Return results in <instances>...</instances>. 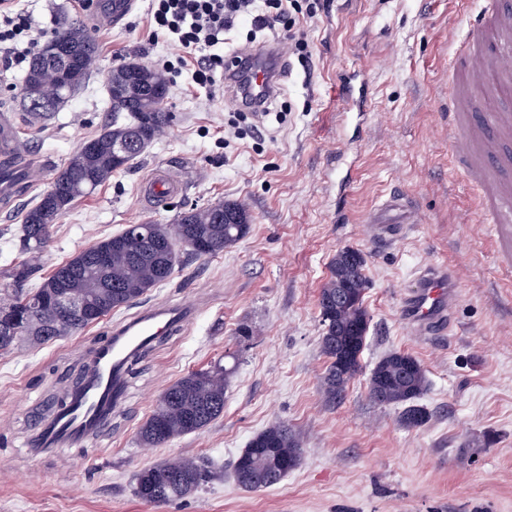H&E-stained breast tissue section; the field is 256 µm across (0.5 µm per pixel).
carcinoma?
<instances>
[{
    "label": "carcinoma",
    "instance_id": "obj_1",
    "mask_svg": "<svg viewBox=\"0 0 512 512\" xmlns=\"http://www.w3.org/2000/svg\"><path fill=\"white\" fill-rule=\"evenodd\" d=\"M56 38L72 49L79 78L58 92L57 110L87 82L97 57L91 36L78 26L58 32ZM44 45L33 58L24 83L45 84L57 62L48 57ZM145 91L133 96L112 94V123L92 138L94 152L78 149L61 171L66 186L61 203L53 204L42 193L26 209L21 224L20 251L29 255L9 269L0 271V354L27 343L43 346L77 334L92 322L74 314L63 323L55 315L59 304L91 303L99 318L138 300L148 290L166 283L178 262V248L197 257H212L230 248L250 231V214L241 204L219 201L203 209L180 213L174 224L146 223L144 236L120 232L89 246L58 265L34 287H29L38 267L35 261L47 241L48 221L62 214L77 199L109 181L140 157L169 123L164 111L168 80L164 73L143 69ZM134 143L133 151L121 158L112 151L118 141ZM112 255V263L98 265L99 254ZM366 258L362 251L343 248L330 264L327 280L319 294L324 326L321 349L329 359L323 377V394L334 400L361 369L360 356L369 329L364 307L368 286ZM236 364L216 363L192 370L169 385L151 414L139 428L137 438L145 448H159L169 440L200 431L224 413V390ZM426 371L420 361L404 351H392L372 368L369 397L382 406L402 405V425L413 428L426 422L427 413L412 401L427 389ZM300 461V446L285 424H274L255 435L233 465L236 482L243 488L260 490L281 482ZM213 476L203 460L179 459L154 463L139 470L133 492L140 500L163 504L196 492Z\"/></svg>",
    "mask_w": 512,
    "mask_h": 512
}]
</instances>
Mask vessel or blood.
<instances>
[{
	"mask_svg": "<svg viewBox=\"0 0 512 512\" xmlns=\"http://www.w3.org/2000/svg\"><path fill=\"white\" fill-rule=\"evenodd\" d=\"M471 33L457 51L461 75L448 80V130L455 160L479 191L478 206L491 216L502 264L512 265V98L494 112H479L470 95L477 88L495 93L512 86V10L488 7L470 20ZM279 50L257 47L243 53L241 63L226 68L224 82L243 79L254 92H275L277 71L272 63ZM421 221L412 200L400 190L390 191L371 215L375 239L390 242L411 224ZM452 269L429 266L422 270L415 292L404 307L407 321L423 336L443 335L448 312L457 295ZM194 310L188 306L157 303L144 308L133 320L114 326L91 354L72 401L58 404L33 426V436L48 437L58 448H79L112 422L125 388L130 360L141 346L152 345L158 336L182 328Z\"/></svg>",
	"mask_w": 512,
	"mask_h": 512,
	"instance_id": "1",
	"label": "vessel or blood"
}]
</instances>
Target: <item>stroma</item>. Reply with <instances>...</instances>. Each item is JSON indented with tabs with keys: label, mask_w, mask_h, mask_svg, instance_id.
<instances>
[{
	"label": "stroma",
	"mask_w": 512,
	"mask_h": 512,
	"mask_svg": "<svg viewBox=\"0 0 512 512\" xmlns=\"http://www.w3.org/2000/svg\"><path fill=\"white\" fill-rule=\"evenodd\" d=\"M112 0H16L52 39L76 23L96 41L93 72L61 109L41 118L24 106L22 69H0V113L13 115L18 171L0 195V267L22 261L23 208L46 191L80 144L111 121L105 83L113 68H156L178 50L153 39L151 0L110 21ZM484 0H334L306 25L310 71H282L284 121L262 118L257 138H225L233 114L223 82L196 88L190 73L168 77L171 122L135 160L52 225L41 257L50 273L79 249L126 225L173 223L179 212L240 202L251 229L209 258L180 255L167 283L82 333L43 347L0 354V512H512V271L500 268L463 171L448 158L452 53ZM364 89L365 128L341 129L340 80ZM355 160L345 201H337L333 158ZM156 172L182 184L154 207L140 199ZM418 206L420 223L378 244L366 218L391 188ZM367 260L370 315L361 372L336 402L322 377L319 291L336 251ZM454 265L460 286L449 335H417L401 313L428 265ZM192 304L183 329L162 336L134 364L111 426L83 448L33 455L31 422L82 371L85 354L114 325L148 304ZM401 350L417 357L429 385L418 403L426 424H400L398 406L368 394L374 365ZM235 356L224 414L207 428L144 448L137 431L164 389L187 371ZM288 425L302 445L299 465L279 484L247 491L235 460L266 427ZM208 460L213 478L163 505L139 500L134 474L167 459Z\"/></svg>",
	"instance_id": "obj_1"
}]
</instances>
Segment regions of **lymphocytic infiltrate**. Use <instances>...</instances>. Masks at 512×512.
<instances>
[{"instance_id":"f902f5d3","label":"lymphocytic infiltrate","mask_w":512,"mask_h":512,"mask_svg":"<svg viewBox=\"0 0 512 512\" xmlns=\"http://www.w3.org/2000/svg\"><path fill=\"white\" fill-rule=\"evenodd\" d=\"M154 36L173 43L176 61H161L162 69L191 68L192 79L202 88L213 87L225 68L223 55L214 51L227 32L238 26L252 32L282 29L288 34V54L302 68H309L312 52L298 30L301 23L325 12L328 0H152ZM42 31L14 0H0V67L11 69L26 61L37 48Z\"/></svg>"}]
</instances>
